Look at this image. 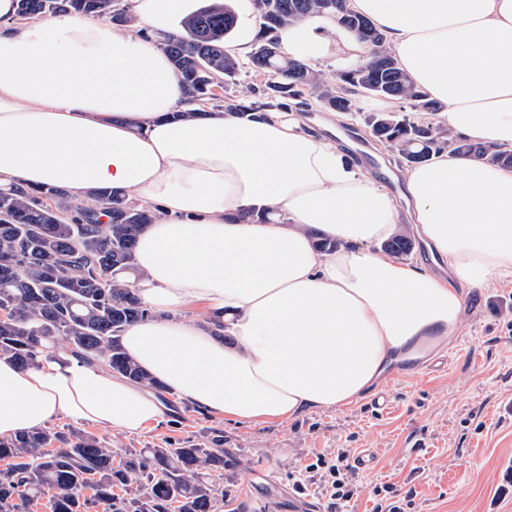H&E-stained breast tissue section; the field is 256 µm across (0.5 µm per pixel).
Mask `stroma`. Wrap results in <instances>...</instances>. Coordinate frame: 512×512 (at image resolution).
Masks as SVG:
<instances>
[{"instance_id": "35a3bbf8", "label": "stroma", "mask_w": 512, "mask_h": 512, "mask_svg": "<svg viewBox=\"0 0 512 512\" xmlns=\"http://www.w3.org/2000/svg\"><path fill=\"white\" fill-rule=\"evenodd\" d=\"M372 178L400 196L404 167L396 153L367 142ZM420 359L398 361L385 376L391 405L368 398L355 407L313 410L292 421L246 425L166 397L164 420L137 434L98 430L116 449H140L223 437L234 478L228 498L246 512H288L306 465L316 454L371 451L375 464L353 470L350 512H375L374 490L392 485L401 512H512V280L468 291L456 337L421 373Z\"/></svg>"}]
</instances>
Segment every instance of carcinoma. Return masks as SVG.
<instances>
[{
	"mask_svg": "<svg viewBox=\"0 0 512 512\" xmlns=\"http://www.w3.org/2000/svg\"><path fill=\"white\" fill-rule=\"evenodd\" d=\"M116 0H16L17 16L38 18L60 12L116 23L128 21ZM258 12L255 46L246 60L224 52V38L236 24L225 4L200 8L183 30L159 37L161 48L183 78L187 102L197 109L182 117L205 115L218 99L221 80L243 71L263 78L262 101L224 96V111L321 108L354 112L355 97L384 96L431 117L443 106L417 90L397 66L384 34L373 23L334 6V0H266ZM310 15H327L370 47L367 61L342 70L333 82L309 66L284 57L280 32ZM371 136L413 166L452 148L512 167V151L493 150L454 138L448 127L415 121L397 113L369 117ZM91 204L75 206L57 186L38 190L16 183L0 189V358L22 368L36 365L63 348L90 364H101L158 395L164 390L124 350L125 329L153 316L131 283L139 235L155 214L126 202L108 189L89 194ZM385 251L404 257L413 240L399 232ZM107 442L78 428H39L0 438V512H30L46 498L51 512H220L224 460L219 441L164 448L128 449L119 463ZM137 486L124 498L115 489ZM91 495L84 494L85 489Z\"/></svg>",
	"mask_w": 512,
	"mask_h": 512,
	"instance_id": "1",
	"label": "carcinoma"
}]
</instances>
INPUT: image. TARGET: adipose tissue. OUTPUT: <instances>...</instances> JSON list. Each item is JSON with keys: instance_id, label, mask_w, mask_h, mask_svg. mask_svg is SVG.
Here are the masks:
<instances>
[{"instance_id": "adipose-tissue-1", "label": "adipose tissue", "mask_w": 512, "mask_h": 512, "mask_svg": "<svg viewBox=\"0 0 512 512\" xmlns=\"http://www.w3.org/2000/svg\"><path fill=\"white\" fill-rule=\"evenodd\" d=\"M133 28L54 15L17 22L0 0V187H108L151 209L132 281L153 318L126 351L169 394L248 425L352 407L404 352L453 338L464 288L512 280V169L453 150L403 175L413 233L442 266L399 261L388 192L294 112L188 117L155 33L193 0H130ZM386 36L451 133L512 150V0H349ZM302 64L364 58L335 20L281 34ZM336 240L324 252L312 233ZM197 308L209 320H180ZM221 323L235 338L211 333ZM65 417L135 434L163 421L157 395L60 350L0 358V437Z\"/></svg>"}]
</instances>
